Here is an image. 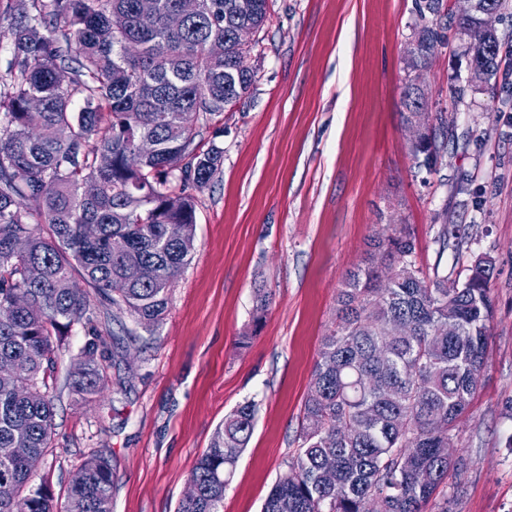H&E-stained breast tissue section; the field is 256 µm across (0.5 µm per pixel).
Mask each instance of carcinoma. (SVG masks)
Instances as JSON below:
<instances>
[{
    "label": "carcinoma",
    "mask_w": 512,
    "mask_h": 512,
    "mask_svg": "<svg viewBox=\"0 0 512 512\" xmlns=\"http://www.w3.org/2000/svg\"><path fill=\"white\" fill-rule=\"evenodd\" d=\"M178 2L29 0L0 29L11 52L0 76V307L13 308L12 320L0 323V360L26 369L20 380L0 383V512H112L111 453L84 462L61 505L15 442L24 437L27 452L43 457L51 448L50 390L60 343L75 324L86 342L69 373L71 394L87 403L105 387L101 358L110 335L94 320L88 290L148 330L163 320L192 259L196 203L187 188H205L223 163V150L197 142L198 121L252 87L244 35L264 26L268 0H199L196 16L174 28ZM441 8L442 0H424L406 48L414 72L402 90L407 123L422 116L415 81L443 44L432 21ZM116 14L128 19L121 31L112 25ZM476 25L449 16L459 36ZM460 48L469 84L497 76L496 33ZM34 97L40 112L29 109ZM448 134L443 121L422 133L411 145L415 165L432 170L445 145L439 136ZM142 138L154 140L153 153H138ZM175 154L185 160L177 174L168 167ZM86 224L97 226L96 238L84 235ZM115 237L126 242L121 254L112 253ZM373 248L399 273L391 281L368 264L347 274L312 373L298 448L262 512H366L373 495L386 512H423L462 465L443 449L486 367L492 262L476 260L450 288L446 275L422 276L405 228L376 237ZM396 320L409 336L387 335ZM450 320L455 336L439 332ZM382 345L388 357L379 361ZM254 417L250 402L224 417L190 473L198 498L180 500L176 512H220ZM424 470L427 482L419 479Z\"/></svg>",
    "instance_id": "carcinoma-1"
}]
</instances>
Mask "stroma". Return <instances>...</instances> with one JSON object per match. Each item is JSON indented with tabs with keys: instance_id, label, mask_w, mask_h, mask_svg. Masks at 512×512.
<instances>
[{
	"instance_id": "obj_1",
	"label": "stroma",
	"mask_w": 512,
	"mask_h": 512,
	"mask_svg": "<svg viewBox=\"0 0 512 512\" xmlns=\"http://www.w3.org/2000/svg\"><path fill=\"white\" fill-rule=\"evenodd\" d=\"M419 0H269L246 64L250 91L203 128L222 170L196 191L194 255L146 330L97 305L116 336L107 386L76 404L67 387L85 341L73 325L57 365L53 452L40 466L58 500L98 449L116 465L112 512H174L215 429L254 402L253 434L224 491L223 512H260L297 449L304 401L336 297L388 227L416 238L423 275L463 281L493 266L486 368L453 445L448 512H512V55L487 88L468 76L447 31L421 78L427 107L454 127L434 170L410 155L401 93ZM448 230L440 246V228ZM271 295L247 345L258 290Z\"/></svg>"
}]
</instances>
